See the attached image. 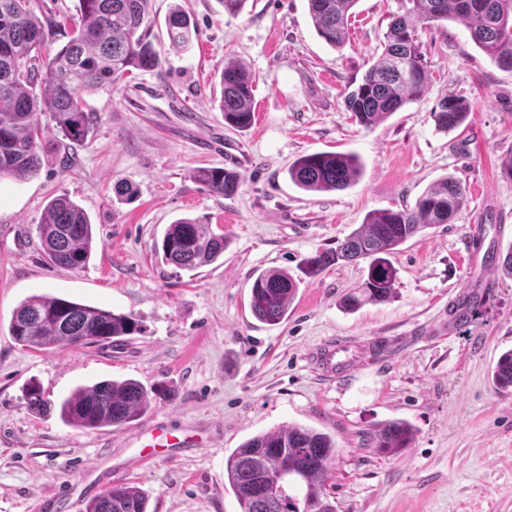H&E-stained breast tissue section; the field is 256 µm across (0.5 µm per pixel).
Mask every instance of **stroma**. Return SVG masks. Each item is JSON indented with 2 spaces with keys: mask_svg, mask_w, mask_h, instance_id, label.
Instances as JSON below:
<instances>
[{
  "mask_svg": "<svg viewBox=\"0 0 512 512\" xmlns=\"http://www.w3.org/2000/svg\"><path fill=\"white\" fill-rule=\"evenodd\" d=\"M198 31L172 49L165 19L174 5ZM404 0H359L349 38L335 49L315 32L307 0H247L237 15L220 0H150L161 73L133 72L88 96L87 139L59 151L42 115L47 157L38 175L0 179V512H85L115 485L148 496V512H239L224 462L246 440L289 424L330 434L336 456L326 490L336 512H512V393L492 370L512 350V71L499 69L451 20L419 28L427 62L424 97L370 128L344 106ZM255 79V118L224 124L219 73L226 56ZM471 105L458 128L436 130L438 103ZM242 177L231 199L202 189L196 169L225 166ZM357 155L359 180L309 193L288 178L300 155ZM465 185L458 219L409 240L391 256L397 293L356 311L342 299L367 264H338L302 278L288 318L254 319L251 286L265 269L300 275L304 258L336 248L376 209H397L444 176ZM131 183L132 197L118 195ZM65 195L88 214L95 248L67 270L44 256L37 227ZM210 225L228 240L216 262L188 271L155 252L166 224ZM47 293L132 316L140 331L106 345L47 352L12 338L14 310ZM477 297L478 315L453 308ZM357 343L361 363L329 381L307 354L329 338ZM134 379L164 387L140 419L81 429L57 405L75 389ZM39 385L47 412L24 395ZM394 420L414 428L410 448L387 456L371 445ZM189 438L170 448L167 438Z\"/></svg>",
  "mask_w": 512,
  "mask_h": 512,
  "instance_id": "obj_1",
  "label": "stroma"
}]
</instances>
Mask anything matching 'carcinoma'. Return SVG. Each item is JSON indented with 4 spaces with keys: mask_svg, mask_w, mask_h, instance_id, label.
<instances>
[{
    "mask_svg": "<svg viewBox=\"0 0 512 512\" xmlns=\"http://www.w3.org/2000/svg\"><path fill=\"white\" fill-rule=\"evenodd\" d=\"M149 0H78L76 15L57 19L36 12L39 0H0V178L26 179L37 175L43 153L37 143L39 116L50 114L53 128L71 143L87 139L91 109L84 96L105 89L135 71L163 70L166 59L150 39L153 21ZM359 0H308L317 35L328 45H343L352 10ZM404 13L392 18L384 34V50L361 82L344 96L356 121L372 127L427 89V65L416 34L417 25L458 19L471 42L499 68L512 71V0H406ZM170 45L185 49L197 31L181 7L166 18ZM67 41L50 53L57 36ZM224 123L246 128L253 122V77L235 58L228 57L220 73ZM462 97L446 98L432 112L438 129L448 131L469 117ZM361 174L353 154L316 152L297 158L288 178L309 192L344 190ZM193 179L224 198L237 194L242 183L234 170L201 168ZM467 201L465 186L445 177L424 191L412 206L371 212L359 229L336 249L304 259L301 272L316 276L330 266L369 261L366 278L343 299L356 310L369 302H385L396 294L397 271L389 256L423 230L452 224ZM38 233L45 255L54 264L79 270L92 248V224L87 213L67 196L46 206ZM224 235L208 225L180 220L167 226L157 249L163 261L192 271L224 254ZM301 279L286 270L259 273L251 288V311L256 320L274 326L288 317ZM139 330L129 315L50 295H32L13 313L10 333L20 345L38 350H71L109 342ZM495 388L512 392V350L501 355L493 372ZM151 407L150 391L133 379L104 380L79 387L59 403L61 419L83 429L129 424ZM413 426L391 422L372 445L384 454L410 447ZM336 442L324 432L288 425L255 436L225 460L224 475L236 493L240 512H335L324 493ZM286 471L295 481L277 486L276 496L263 499L260 486L274 484ZM146 495L137 487L116 485L91 498L85 512H147Z\"/></svg>",
    "mask_w": 512,
    "mask_h": 512,
    "instance_id": "1",
    "label": "carcinoma"
}]
</instances>
